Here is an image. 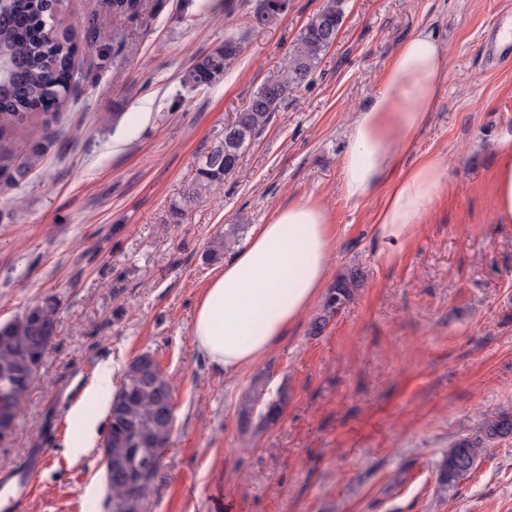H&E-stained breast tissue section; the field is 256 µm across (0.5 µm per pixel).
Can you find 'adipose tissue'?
Returning <instances> with one entry per match:
<instances>
[{
    "instance_id": "1",
    "label": "adipose tissue",
    "mask_w": 512,
    "mask_h": 512,
    "mask_svg": "<svg viewBox=\"0 0 512 512\" xmlns=\"http://www.w3.org/2000/svg\"><path fill=\"white\" fill-rule=\"evenodd\" d=\"M444 64L440 41L428 28L419 29L400 45L382 89L357 110L349 130L341 160L343 190L351 199L383 191L374 224L388 262L404 253L416 224L448 181L447 165L434 157L404 163L439 96ZM497 157L493 214L498 223L511 224L512 138L499 142ZM334 249L331 215L310 198L278 208L267 223L254 225L202 291L190 325L195 350L228 378L254 366L317 303ZM115 378L112 365H103L70 407L72 458L95 447L91 415H107L110 396L101 385Z\"/></svg>"
}]
</instances>
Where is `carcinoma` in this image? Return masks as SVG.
I'll return each mask as SVG.
<instances>
[{
	"label": "carcinoma",
	"mask_w": 512,
	"mask_h": 512,
	"mask_svg": "<svg viewBox=\"0 0 512 512\" xmlns=\"http://www.w3.org/2000/svg\"><path fill=\"white\" fill-rule=\"evenodd\" d=\"M141 0H106L117 16L134 15ZM345 0H326L289 48L277 75L264 81L247 106L236 114L231 127L236 136L230 145L219 140L201 158L194 180L183 194V204L200 192L219 185L235 172L253 139L270 123L288 93L310 82L342 23ZM62 0H0V59L9 75L0 81V188H17L42 166L57 137L60 113L50 111L87 85V74L76 66L78 44L68 32L52 30ZM287 8V0H260L251 16L253 27L272 23ZM244 40L224 39V47L202 57L189 71L198 86L219 80L243 51ZM42 117L39 138L24 133L28 121ZM240 228L209 241L206 256L215 260L235 249ZM360 286V275L351 269L329 288L323 315L314 320L312 333L320 334L330 318L349 302ZM58 336L57 307L48 298L26 307L12 320L0 324V424H14L17 412L39 380L47 354ZM146 355L127 364L121 387L111 394L102 447L111 512H142L151 483L160 467L162 452L174 430L173 386L166 374L157 375L144 365ZM287 399L285 391L262 401V385L254 383L244 402L240 427L248 430L277 422ZM512 436V416L499 414L482 423L478 432L448 448L438 470L437 489L448 492L476 468L489 443ZM140 478L136 495L126 481Z\"/></svg>",
	"instance_id": "carcinoma-1"
}]
</instances>
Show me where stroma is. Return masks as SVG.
<instances>
[{
	"instance_id": "1",
	"label": "stroma",
	"mask_w": 512,
	"mask_h": 512,
	"mask_svg": "<svg viewBox=\"0 0 512 512\" xmlns=\"http://www.w3.org/2000/svg\"><path fill=\"white\" fill-rule=\"evenodd\" d=\"M258 3L142 0L117 22L103 0H63L52 27L74 35L89 83L63 105L43 166L0 191V322L52 297L58 336L0 439V474L40 463L23 512H108L102 452L68 455L66 415L102 364L147 353L174 383L175 425L143 512H512V437L490 443L448 495L436 491L449 445L512 414V224L491 210L495 148L512 137V66L490 69L483 55L512 24V0H348L311 82L289 93L240 168L173 222L198 159L324 0H288L255 28ZM92 23L119 29V53L97 52ZM424 26L449 58L406 162L437 157L450 177L386 265L373 224L383 194L347 198L340 162L354 112ZM231 35L245 49L224 77L185 85ZM309 197L335 227L332 276L355 267L363 284L320 335L313 309L262 362L225 379L189 335L224 265L206 259L207 244ZM258 379L268 393L287 389L288 404L276 424L244 433L241 404Z\"/></svg>"
}]
</instances>
